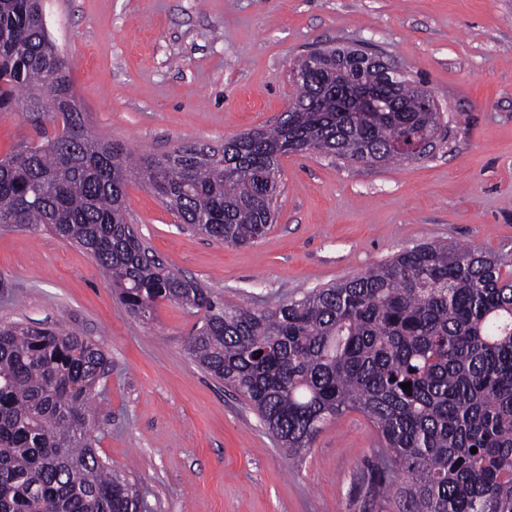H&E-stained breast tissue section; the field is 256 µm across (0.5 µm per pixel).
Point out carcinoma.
Listing matches in <instances>:
<instances>
[{
	"label": "carcinoma",
	"mask_w": 512,
	"mask_h": 512,
	"mask_svg": "<svg viewBox=\"0 0 512 512\" xmlns=\"http://www.w3.org/2000/svg\"><path fill=\"white\" fill-rule=\"evenodd\" d=\"M37 4L0 0V111L20 102L38 111L32 96L44 88L59 103V130L0 158V226H43L82 248L138 317L150 319L160 301L204 311L188 352L249 402L288 455L358 411L386 449L368 477L375 493H392L400 470L406 512H512L508 261L429 242L260 310L168 270L126 206L138 182L181 223L221 243H254L275 218L281 158L408 160L406 147L441 125L426 87L405 78L387 88L376 69L334 59L297 64L300 95L273 127L155 155L89 132ZM353 81L399 111H349L343 90ZM110 365L82 336L0 324V512H138V494L99 458L90 430L91 394Z\"/></svg>",
	"instance_id": "obj_1"
}]
</instances>
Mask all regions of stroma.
Listing matches in <instances>:
<instances>
[{"instance_id": "obj_1", "label": "stroma", "mask_w": 512, "mask_h": 512, "mask_svg": "<svg viewBox=\"0 0 512 512\" xmlns=\"http://www.w3.org/2000/svg\"><path fill=\"white\" fill-rule=\"evenodd\" d=\"M90 132L163 153L269 126L297 96L291 68L326 47L382 54L432 93L427 152L364 165L316 152L282 160L278 213L249 246L180 224L147 188L131 221L173 272L225 303L270 310L429 241L512 260V0H44ZM48 113L0 111V156L54 132ZM199 312L132 315L93 258L43 229L0 228V322L44 323L100 343L96 452L134 483L143 512H403L361 474L377 463L356 412L289 459L186 343Z\"/></svg>"}]
</instances>
